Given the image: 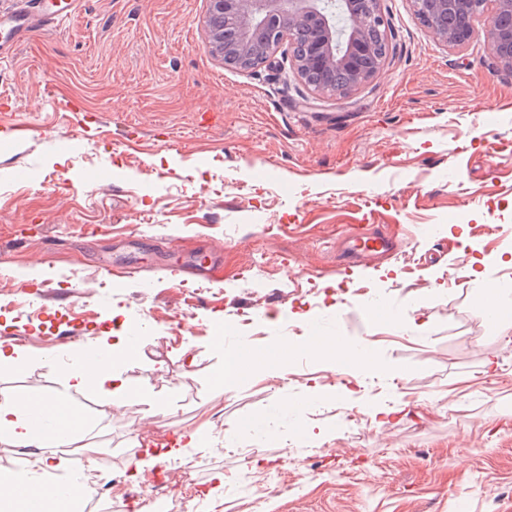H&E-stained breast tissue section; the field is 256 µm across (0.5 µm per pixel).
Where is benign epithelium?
I'll use <instances>...</instances> for the list:
<instances>
[{"instance_id": "obj_1", "label": "benign epithelium", "mask_w": 512, "mask_h": 512, "mask_svg": "<svg viewBox=\"0 0 512 512\" xmlns=\"http://www.w3.org/2000/svg\"><path fill=\"white\" fill-rule=\"evenodd\" d=\"M383 0H208L213 56L249 71L275 64L283 43L310 91L338 100L371 83L389 61L392 29ZM431 38L451 51L483 34L512 72V0H410Z\"/></svg>"}]
</instances>
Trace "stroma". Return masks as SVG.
Returning <instances> with one entry per match:
<instances>
[{
  "mask_svg": "<svg viewBox=\"0 0 512 512\" xmlns=\"http://www.w3.org/2000/svg\"><path fill=\"white\" fill-rule=\"evenodd\" d=\"M382 7L391 62L339 101L286 67L224 66L207 0H74L0 59V126L28 128L0 147V338L31 353L0 368V396L63 391L73 329L138 340L124 415L71 394L95 449L83 512H120L142 417L204 433L182 459L197 512H512V329L475 312L483 282L512 283V73L483 36L451 52L409 0ZM364 220L400 249L337 276L336 238ZM429 249L441 261L418 268ZM173 252L201 269L170 280ZM105 262L136 271L114 283ZM324 332L369 343L384 375L306 352ZM242 341L294 345L285 377L251 367L216 390ZM282 387L298 412L278 410ZM244 471L281 493L235 491Z\"/></svg>",
  "mask_w": 512,
  "mask_h": 512,
  "instance_id": "obj_1",
  "label": "stroma"
}]
</instances>
